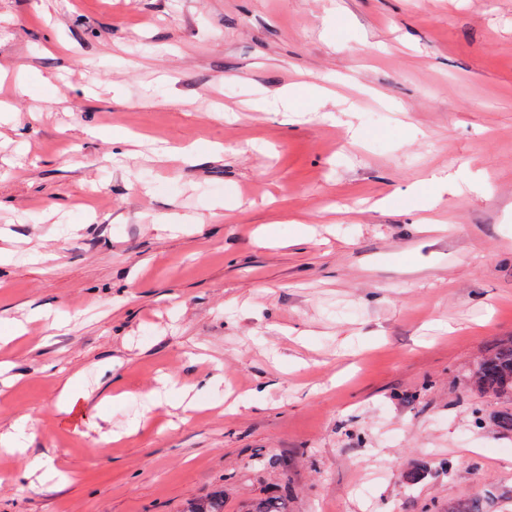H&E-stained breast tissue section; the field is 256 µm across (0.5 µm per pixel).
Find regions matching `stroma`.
Returning <instances> with one entry per match:
<instances>
[{"mask_svg": "<svg viewBox=\"0 0 512 512\" xmlns=\"http://www.w3.org/2000/svg\"><path fill=\"white\" fill-rule=\"evenodd\" d=\"M0 65V333L81 312L0 512H512V0H0ZM470 390L512 401V340L501 344L477 362ZM183 512H224V490L190 500Z\"/></svg>", "mask_w": 512, "mask_h": 512, "instance_id": "1", "label": "stroma"}]
</instances>
